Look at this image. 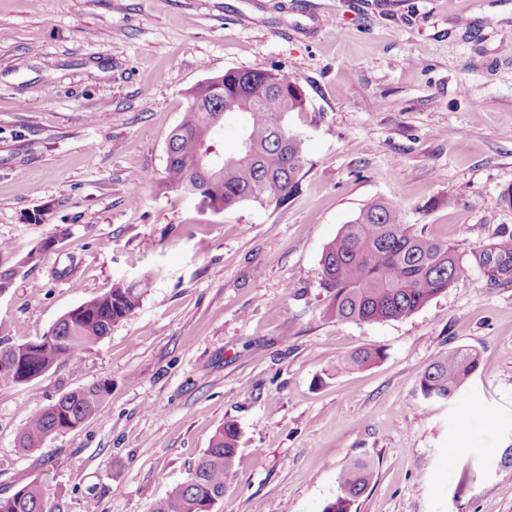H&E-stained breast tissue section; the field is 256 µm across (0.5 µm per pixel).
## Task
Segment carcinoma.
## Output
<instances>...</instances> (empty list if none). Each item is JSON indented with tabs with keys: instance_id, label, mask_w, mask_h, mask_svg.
I'll return each mask as SVG.
<instances>
[{
	"instance_id": "cac0c4a2",
	"label": "carcinoma",
	"mask_w": 512,
	"mask_h": 512,
	"mask_svg": "<svg viewBox=\"0 0 512 512\" xmlns=\"http://www.w3.org/2000/svg\"><path fill=\"white\" fill-rule=\"evenodd\" d=\"M306 110L298 78L283 71L229 69L198 85L167 141L163 185L199 200L221 214L248 201L279 207L296 192L304 167L303 141L288 125V115ZM238 130L239 146L224 154L227 126ZM35 260L30 253L5 267L0 261V294L14 283V267ZM463 251L430 237L401 220L400 211L384 202L363 207L324 248L320 288L325 313L351 322H383L407 317L448 291L462 270ZM479 262L491 275H512V237H499L483 249ZM146 283L117 281L101 296L63 315L49 334L33 343L0 345V384L27 382L21 369L36 376L60 363H74L112 326L139 306ZM383 357L378 348H361L344 357L341 371L371 365ZM478 354L454 348L441 354L421 374L423 399L431 404L456 400L478 367ZM112 383L103 381L68 392L34 416L21 430L18 445L33 450L50 436L74 429L98 414ZM239 433L226 424L196 464L191 477L171 487L151 512H210L224 495L238 453ZM373 480L362 464L344 469L339 493L323 512H351ZM0 512H63L47 488L27 484L0 497Z\"/></svg>"
}]
</instances>
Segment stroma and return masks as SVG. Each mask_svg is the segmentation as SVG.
Returning <instances> with one entry per match:
<instances>
[{"instance_id":"1","label":"stroma","mask_w":512,"mask_h":512,"mask_svg":"<svg viewBox=\"0 0 512 512\" xmlns=\"http://www.w3.org/2000/svg\"><path fill=\"white\" fill-rule=\"evenodd\" d=\"M228 69L295 74L299 193L214 214L162 184L187 93ZM512 0H0V241L36 253L0 294V342L47 334L113 282L148 280L86 350L0 385V496L38 482L65 512H151L225 423L240 432L215 512H512V280L476 253L512 236ZM461 245L465 271L411 316L329 319L325 245L361 208ZM385 352L343 372L362 347ZM480 355L461 399L426 403L440 353ZM112 384L41 448L21 428ZM111 393L112 384L105 380L63 394L24 426L18 436L19 448H40L50 436L79 427L102 410ZM373 480V470L366 464L344 469L338 478L339 493L326 504L323 512H351L354 503L363 495Z\"/></svg>"}]
</instances>
